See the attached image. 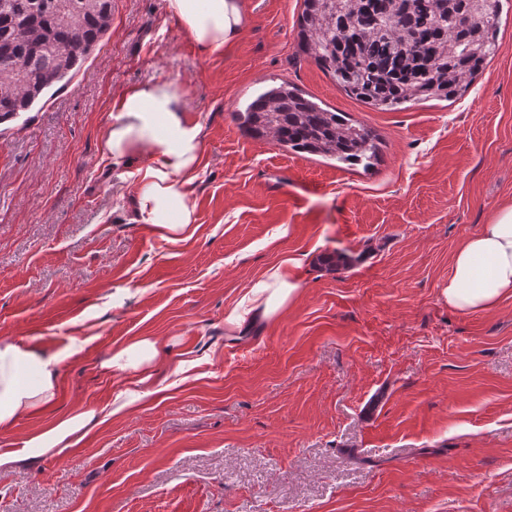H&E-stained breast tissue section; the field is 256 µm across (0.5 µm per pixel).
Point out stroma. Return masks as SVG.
I'll return each mask as SVG.
<instances>
[{
	"label": "stroma",
	"instance_id": "35a3bbf8",
	"mask_svg": "<svg viewBox=\"0 0 512 512\" xmlns=\"http://www.w3.org/2000/svg\"><path fill=\"white\" fill-rule=\"evenodd\" d=\"M238 40L202 50L165 0H112L65 88L0 123V339L57 361L20 447L92 408L60 455L0 471V512H512V296L459 313L456 246L512 203V4L495 56L450 101L381 111L299 47L303 0H241ZM170 83L203 128L196 229L160 238L136 169L103 143L129 87ZM289 83L376 137L370 167L245 135L234 117ZM354 256L331 270L327 257ZM300 296L246 335L224 316L288 259ZM139 338L144 386L104 362Z\"/></svg>",
	"mask_w": 512,
	"mask_h": 512
}]
</instances>
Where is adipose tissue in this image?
<instances>
[{
    "instance_id": "obj_1",
    "label": "adipose tissue",
    "mask_w": 512,
    "mask_h": 512,
    "mask_svg": "<svg viewBox=\"0 0 512 512\" xmlns=\"http://www.w3.org/2000/svg\"><path fill=\"white\" fill-rule=\"evenodd\" d=\"M168 14L203 50L231 45L244 26L241 0H165ZM203 131L187 119L180 97L167 84L144 83L129 89L114 107L105 149L114 161L149 156L137 176V207L144 223L163 238L178 242L195 230L190 187L201 162ZM302 283L293 267L278 266L254 281L239 306L227 313L230 332L244 334L292 300ZM448 305L462 313L487 310L512 295V204L501 207L488 224L463 240L453 255L452 273L441 289ZM158 355L147 338L121 347L107 360L108 368L137 372L140 381ZM58 388L53 359L31 345L0 341V429L47 406ZM98 422L93 410L54 418L18 448H0V469L23 458L62 453L77 435Z\"/></svg>"
}]
</instances>
